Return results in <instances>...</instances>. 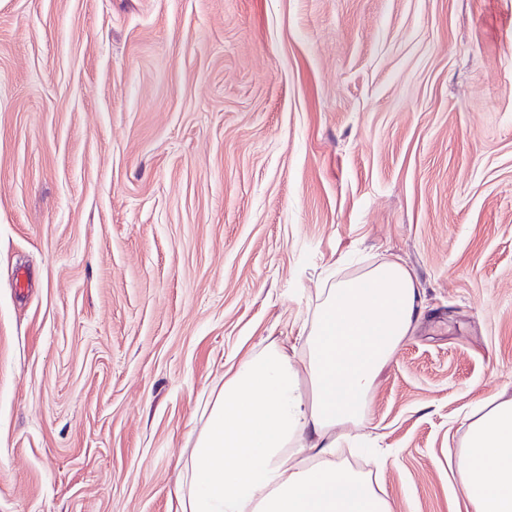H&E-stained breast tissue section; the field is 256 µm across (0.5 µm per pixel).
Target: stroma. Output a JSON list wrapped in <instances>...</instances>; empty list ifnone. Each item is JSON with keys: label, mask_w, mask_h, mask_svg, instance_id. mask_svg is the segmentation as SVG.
Returning a JSON list of instances; mask_svg holds the SVG:
<instances>
[{"label": "stroma", "mask_w": 512, "mask_h": 512, "mask_svg": "<svg viewBox=\"0 0 512 512\" xmlns=\"http://www.w3.org/2000/svg\"><path fill=\"white\" fill-rule=\"evenodd\" d=\"M377 258L424 311L385 466L341 456L466 512L463 419L512 391V0H0V512H169L211 387Z\"/></svg>", "instance_id": "35a3bbf8"}]
</instances>
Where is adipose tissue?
Segmentation results:
<instances>
[{
    "mask_svg": "<svg viewBox=\"0 0 512 512\" xmlns=\"http://www.w3.org/2000/svg\"><path fill=\"white\" fill-rule=\"evenodd\" d=\"M423 303L396 259L323 282L300 332V363L269 343L211 388L174 512H390L368 473L336 450L364 423L376 378ZM457 472L468 512H512L511 394L466 417Z\"/></svg>",
    "mask_w": 512,
    "mask_h": 512,
    "instance_id": "ef3b65f1",
    "label": "adipose tissue"
}]
</instances>
